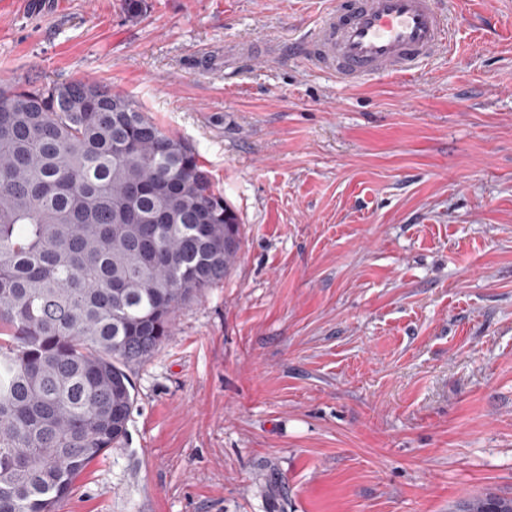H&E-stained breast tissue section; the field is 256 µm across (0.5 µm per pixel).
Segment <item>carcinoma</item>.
<instances>
[{
	"instance_id": "carcinoma-1",
	"label": "carcinoma",
	"mask_w": 512,
	"mask_h": 512,
	"mask_svg": "<svg viewBox=\"0 0 512 512\" xmlns=\"http://www.w3.org/2000/svg\"><path fill=\"white\" fill-rule=\"evenodd\" d=\"M241 243L193 146L132 99L83 79L0 85V512H57L126 437L127 369Z\"/></svg>"
}]
</instances>
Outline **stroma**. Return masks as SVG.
I'll return each mask as SVG.
<instances>
[{"instance_id": "stroma-1", "label": "stroma", "mask_w": 512, "mask_h": 512, "mask_svg": "<svg viewBox=\"0 0 512 512\" xmlns=\"http://www.w3.org/2000/svg\"><path fill=\"white\" fill-rule=\"evenodd\" d=\"M333 0H0V81L85 78L187 139L244 229L128 373V436L57 512H452L512 497V0L344 86L287 41ZM459 512H512V498L486 491L464 500Z\"/></svg>"}]
</instances>
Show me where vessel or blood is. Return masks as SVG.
<instances>
[{
    "label": "vessel or blood",
    "mask_w": 512,
    "mask_h": 512,
    "mask_svg": "<svg viewBox=\"0 0 512 512\" xmlns=\"http://www.w3.org/2000/svg\"><path fill=\"white\" fill-rule=\"evenodd\" d=\"M448 42L435 0H338L303 41L279 44L266 58L295 53L336 81L355 83L407 74Z\"/></svg>",
    "instance_id": "obj_1"
}]
</instances>
